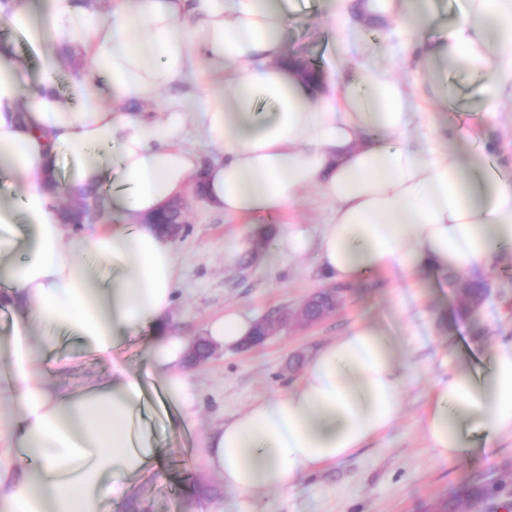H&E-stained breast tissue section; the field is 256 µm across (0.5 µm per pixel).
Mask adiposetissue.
<instances>
[{"mask_svg":"<svg viewBox=\"0 0 512 512\" xmlns=\"http://www.w3.org/2000/svg\"><path fill=\"white\" fill-rule=\"evenodd\" d=\"M288 0H49L36 20L30 0H0V20L38 47L29 80L0 52V176L17 190L0 201V280L17 315L0 349V451L30 459L0 466L5 512H101L124 498L113 472H142L154 450L136 431L138 382L124 368L79 389H61L39 368L47 345L35 325L75 336L108 359L123 329L151 325L150 360L166 390L185 391V341L164 334L179 257L148 217L200 187L204 206L233 218L283 213L310 190L329 207L317 236L294 223L277 236L280 255L314 253L331 283L368 274L413 278L491 268L512 248V180L479 152L438 144L414 111L393 65L361 64L356 78L299 72L287 50ZM390 22L407 36L409 59L430 100L452 91L440 66L479 83L486 114L512 101V0H465L438 38L430 4L329 0L325 22L344 30ZM88 58L68 98L55 86L60 46ZM162 106L161 116L146 107ZM218 148L203 160L186 146L187 118ZM71 158L65 192L108 189L114 208L94 231L59 219L50 193L61 152ZM29 235L16 252L13 227ZM253 320L235 308L207 337L232 349ZM404 345L358 320L311 352L286 393L251 403L211 434L203 462L227 492L261 501L301 477L353 456L391 429L405 405ZM428 448L460 460L512 436V340H495L484 369L449 366L431 379L420 418Z\"/></svg>","mask_w":512,"mask_h":512,"instance_id":"1","label":"adipose tissue"}]
</instances>
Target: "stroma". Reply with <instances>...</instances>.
<instances>
[{
    "label": "stroma",
    "instance_id": "35a3bbf8",
    "mask_svg": "<svg viewBox=\"0 0 512 512\" xmlns=\"http://www.w3.org/2000/svg\"><path fill=\"white\" fill-rule=\"evenodd\" d=\"M287 38L293 56L322 68L332 64L331 35L321 15L298 6L288 17ZM397 75L411 86L423 110L433 113L442 131L476 132L499 165L512 173L511 104L496 118H488L480 111L482 99L470 75L449 68L444 75L462 96L441 110L415 87L409 67L400 66ZM187 202L188 232L175 242L181 264L168 316L174 335L188 340L205 335L208 323L230 306L261 318L298 306L325 288L311 254L288 260L270 244L259 249L248 269L224 262L225 242L244 229L294 222L316 230L326 216V205L316 193L282 214L249 220L211 213L195 196ZM487 278L488 298L477 313L463 318L458 314L460 296L445 279L427 275L417 287L395 293L370 277L350 290L333 315L314 326L294 328L248 351H220L204 365L185 366L186 399L168 397L148 422L154 460L139 475L112 474V483L130 487L131 494L120 502L104 499L102 512H247V502L226 492L221 478L201 467L199 453L206 437L253 401L286 391L301 374L294 359L344 335L357 318L407 339L403 359L416 377L408 382L404 413L393 428L354 456L302 479L290 492L265 494L269 512H434L436 502L463 486L512 472V438H503L482 455L440 462L426 447L419 423L427 380L446 373L452 359L472 366L487 353L492 337L512 338V254L501 256ZM156 339L149 325L120 338L113 361L107 364L86 352L75 338L64 336L41 374L74 389L106 375L115 363L135 376L149 400L161 388L149 359Z\"/></svg>",
    "mask_w": 512,
    "mask_h": 512
}]
</instances>
